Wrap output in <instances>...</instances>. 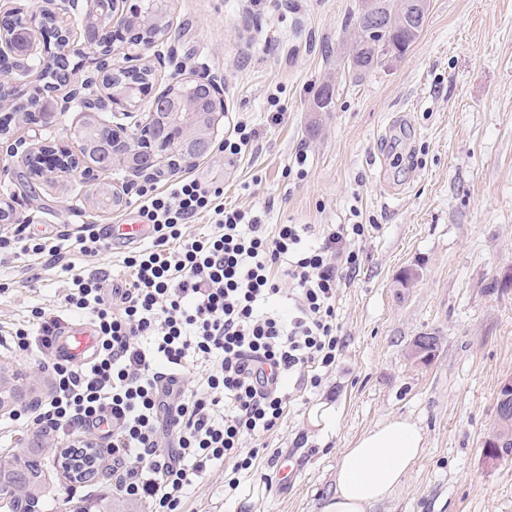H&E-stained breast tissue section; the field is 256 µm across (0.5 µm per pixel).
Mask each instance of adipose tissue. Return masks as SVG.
Masks as SVG:
<instances>
[{
	"instance_id": "obj_1",
	"label": "adipose tissue",
	"mask_w": 512,
	"mask_h": 512,
	"mask_svg": "<svg viewBox=\"0 0 512 512\" xmlns=\"http://www.w3.org/2000/svg\"><path fill=\"white\" fill-rule=\"evenodd\" d=\"M424 449L422 429L392 419L364 433L344 449L334 491L322 512H370L396 489Z\"/></svg>"
}]
</instances>
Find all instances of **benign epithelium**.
<instances>
[{"instance_id":"obj_1","label":"benign epithelium","mask_w":512,"mask_h":512,"mask_svg":"<svg viewBox=\"0 0 512 512\" xmlns=\"http://www.w3.org/2000/svg\"><path fill=\"white\" fill-rule=\"evenodd\" d=\"M128 0H63L64 8L52 9L54 0H45L25 14L26 22L19 20L21 8L11 0H0V111H13L31 100L36 107L23 117L32 124H51L61 112H97L104 100L112 102V111L128 112L147 103L148 118L132 134L123 126L112 127L87 122L96 146L100 148L99 162L85 163L82 154L71 151L61 142L32 144L14 139L9 125H0V171L10 169L9 162L17 158L34 176L55 179L79 173L88 182H96L117 164L125 166L135 177H148L165 166L176 172L193 166L208 156L215 144V129L224 117V96L216 80L207 75L178 73L172 76L169 89L178 91L175 99L167 91L157 92L153 82L146 81L135 96L112 93L110 77L114 70L135 69L155 74L160 57L150 58L145 50L166 40L170 24H165L157 35H150L138 26H127L129 17L142 15L140 3L129 4V14H123L120 5ZM55 20L56 42L60 43L58 64L74 57L91 71L85 78L72 73L63 80V88L45 90L38 86L27 95L17 91L14 82L36 70L51 51L41 44L43 28L40 15ZM129 34L126 42V63H112L113 45ZM203 87L208 92V103H202L194 90ZM435 340L422 336L410 349V358L428 360L435 350Z\"/></svg>"}]
</instances>
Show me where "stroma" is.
Returning a JSON list of instances; mask_svg holds the SVG:
<instances>
[{
  "label": "stroma",
  "mask_w": 512,
  "mask_h": 512,
  "mask_svg": "<svg viewBox=\"0 0 512 512\" xmlns=\"http://www.w3.org/2000/svg\"><path fill=\"white\" fill-rule=\"evenodd\" d=\"M359 0H173L171 34L156 45L166 65L153 79L206 73L224 90L216 132L237 122L253 132L244 155L221 151L189 175L224 187V205L266 224H366L361 266L336 298L342 348L321 388L293 401L232 498L224 466L193 482L183 512H320L341 453L377 425L406 418L422 428L424 450L401 484L372 512H512V456L488 459L501 382L512 377V0H430L424 28L391 66L356 78L336 69L347 51ZM335 86L327 111L314 99ZM88 116L58 115L52 126L20 123L14 138L56 139L79 150ZM306 151L304 177L290 175ZM122 168L121 206L100 212L80 175L52 182L23 167L0 175V196L18 203L16 224L48 235L84 224L137 220L135 189ZM16 224H0L12 235ZM129 248L95 257L66 253L0 264V336L43 309L60 311L69 275L99 270L128 282ZM434 336L426 363L408 356L416 337ZM15 390L14 410L43 401L52 383L33 355L0 353ZM327 404L329 427L312 428L311 409ZM62 450L32 427L0 415V456L39 453L45 463L36 512H149L109 486L112 459L71 483L58 472ZM289 459L293 481L278 467Z\"/></svg>",
  "instance_id": "stroma-1"
}]
</instances>
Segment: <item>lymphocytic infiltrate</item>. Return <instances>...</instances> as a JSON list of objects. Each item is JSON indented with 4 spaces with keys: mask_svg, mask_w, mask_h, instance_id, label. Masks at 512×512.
I'll use <instances>...</instances> for the list:
<instances>
[{
    "mask_svg": "<svg viewBox=\"0 0 512 512\" xmlns=\"http://www.w3.org/2000/svg\"><path fill=\"white\" fill-rule=\"evenodd\" d=\"M223 195L192 176L139 189L153 234L124 259L131 280L107 295L100 277L75 273L63 297L67 312L93 317L91 362L52 360L60 320L42 310L0 336V348L50 364L53 392L23 412L26 424L72 448L106 445L114 491L151 512H181L193 480L217 463L236 492L258 454L251 441L278 432L294 393L318 389L334 365L339 282L360 268L353 244L367 225H327L314 246L309 225L268 227ZM202 214L210 229L187 234Z\"/></svg>",
    "mask_w": 512,
    "mask_h": 512,
    "instance_id": "f902f5d3",
    "label": "lymphocytic infiltrate"
}]
</instances>
